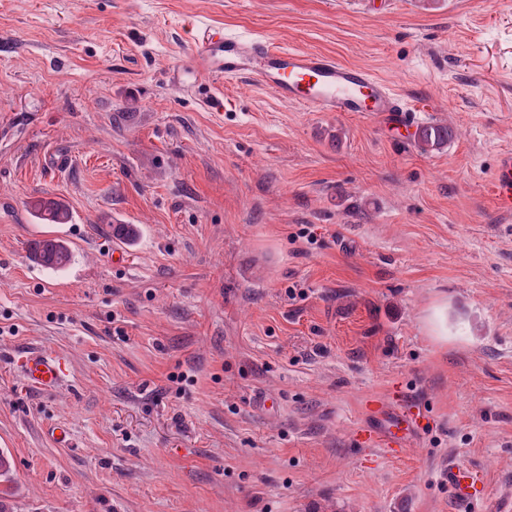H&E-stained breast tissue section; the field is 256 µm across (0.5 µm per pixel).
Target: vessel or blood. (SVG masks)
<instances>
[{
    "label": "vessel or blood",
    "instance_id": "b4317fda",
    "mask_svg": "<svg viewBox=\"0 0 512 512\" xmlns=\"http://www.w3.org/2000/svg\"><path fill=\"white\" fill-rule=\"evenodd\" d=\"M184 71L195 80L213 82L247 74L289 103L320 112H369L398 128L419 124L395 90L368 69L344 64L325 53L282 52L267 40L216 24L196 25ZM492 192L497 209L512 214V148L498 155ZM20 368L26 382L41 391L56 388L64 375L60 357L47 352L28 353L22 357ZM415 421L411 413L396 416L387 422L384 432L373 430L369 437L391 456H400ZM476 481L469 467L448 470V485L458 498H470Z\"/></svg>",
    "mask_w": 512,
    "mask_h": 512
}]
</instances>
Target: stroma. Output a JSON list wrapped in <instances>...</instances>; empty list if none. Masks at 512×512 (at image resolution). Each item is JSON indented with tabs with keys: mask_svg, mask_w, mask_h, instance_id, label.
Returning <instances> with one entry per match:
<instances>
[{
	"mask_svg": "<svg viewBox=\"0 0 512 512\" xmlns=\"http://www.w3.org/2000/svg\"><path fill=\"white\" fill-rule=\"evenodd\" d=\"M194 21L366 67L448 143L245 74L211 111L173 78ZM506 147L512 0H0L11 512H512ZM39 198L70 223H37ZM116 224L141 228L120 266ZM40 349L51 392L15 365ZM374 398L423 418L401 456L360 440ZM419 146L423 152L439 149L448 140V129L438 125H424L419 132ZM492 192L497 209L501 213L512 214V148L503 149L498 155ZM33 258L41 265L60 270L71 261V251L61 240L45 239L36 241L32 248ZM20 368L26 382L33 388L49 391L63 378L61 358L47 352H31L22 357ZM476 481V474L467 466H453L448 469V486L460 499L471 497Z\"/></svg>",
	"mask_w": 512,
	"mask_h": 512,
	"instance_id": "stroma-1",
	"label": "stroma"
}]
</instances>
